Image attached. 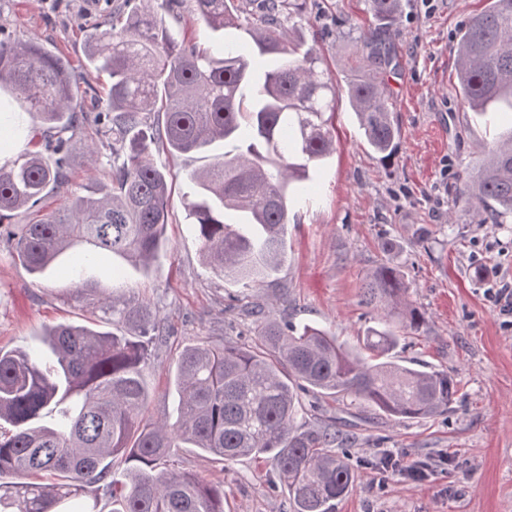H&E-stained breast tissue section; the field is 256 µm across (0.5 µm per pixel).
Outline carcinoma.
I'll list each match as a JSON object with an SVG mask.
<instances>
[{"label": "carcinoma", "instance_id": "1", "mask_svg": "<svg viewBox=\"0 0 512 512\" xmlns=\"http://www.w3.org/2000/svg\"><path fill=\"white\" fill-rule=\"evenodd\" d=\"M183 0H124L86 42L87 64L109 78L106 95H84L69 63L34 39L0 38V127L33 149L0 164V245L32 275L79 246L76 279L110 252L148 266L165 241L176 176L152 147L173 154L233 149L189 174L191 229L204 262L224 281L254 288L288 249L290 209L311 170L336 153L329 124L336 82L313 49L286 39L299 0H191L192 13L225 35L216 49L177 38L163 14ZM403 0H365L367 30L355 39L347 96L366 144L389 159L401 129L384 74L399 66L389 30ZM231 29H243L251 52ZM462 106L512 108V0H488L463 24L457 47ZM92 124L112 142L110 181L67 192L62 211L41 213L44 191L68 184V133ZM457 198L495 224L512 216V130L488 147ZM19 211L25 224H6ZM398 266L382 263L363 280L361 303L383 316L350 349L326 330L269 318L262 302L242 312L256 324L246 348L228 340L189 346L175 363L177 421L145 418L152 350L168 329L151 304L123 292L97 302L105 324L60 323L44 332L51 351L0 347V512H224V489L171 467L183 446L224 463L270 457L288 486L289 512H335L355 473L336 417L311 419L300 393L351 398L399 420L445 412L457 383L446 370L417 369L394 355L426 323L408 299ZM125 468L112 470L113 459ZM14 481L6 482L4 478ZM96 485L93 505L88 487Z\"/></svg>", "mask_w": 512, "mask_h": 512}]
</instances>
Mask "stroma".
<instances>
[{"mask_svg":"<svg viewBox=\"0 0 512 512\" xmlns=\"http://www.w3.org/2000/svg\"><path fill=\"white\" fill-rule=\"evenodd\" d=\"M390 38L399 55L385 82L401 127L397 154L382 160L368 149L347 96L336 101L337 151L313 173L309 205L288 225L286 259L274 281L245 290L224 282L204 264L189 228L186 174L201 169L210 153L169 154L153 146L155 160L176 173L169 200L166 241L149 272L121 266V282L151 304L168 324L170 338L154 353L150 419L174 423L171 381L187 346L226 339H255V326L232 311L245 293L266 313L293 327L321 326L354 345L373 325L376 311L360 303L364 275L387 259L401 267L409 298L427 323L396 350L399 359L448 370L460 386L448 412L397 421L349 405L354 440L347 449L356 487L338 500L336 512H512V324L496 306V288L512 284V222L478 223L456 200L460 178L472 174L496 132L512 127V112L473 116L459 107L457 35L486 0H404ZM111 0H0V31L32 38L65 58L81 88L103 91L107 78L86 65V35L111 11ZM364 0H304L291 39L304 40L322 56L339 87H346L351 40L344 23L361 24ZM94 127H83L70 144L68 188L85 193L106 182L107 150L90 154ZM393 249L383 253V242ZM71 256L38 276L0 248V346L37 349L44 327L69 322L89 327L101 313L94 304L111 295L112 279L101 267L76 287ZM369 414V413H368ZM404 464L426 466L415 481L381 472L382 451ZM181 467L224 485V512H286L288 493L272 460L245 457L230 465L197 448L179 453Z\"/></svg>","mask_w":512,"mask_h":512,"instance_id":"obj_1","label":"stroma"}]
</instances>
